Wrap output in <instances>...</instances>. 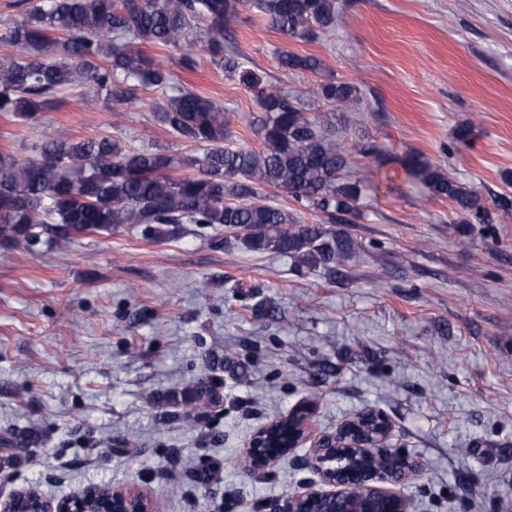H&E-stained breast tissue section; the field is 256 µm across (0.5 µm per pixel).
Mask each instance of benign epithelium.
<instances>
[{"instance_id": "7a95c632", "label": "benign epithelium", "mask_w": 512, "mask_h": 512, "mask_svg": "<svg viewBox=\"0 0 512 512\" xmlns=\"http://www.w3.org/2000/svg\"><path fill=\"white\" fill-rule=\"evenodd\" d=\"M376 420V434L373 442H355L349 435L354 418L342 422L334 432L316 434L314 429L315 405L302 400L286 416L270 423L278 428L281 421L288 422V443L272 436L266 442L251 438L243 449L242 457L247 461V472L257 473L277 465L290 452L304 445L311 451L304 459V465L318 476L297 487L285 496L274 512H409L410 499L399 486L418 477L421 466L406 452L391 448L389 441L393 425L384 412L376 409L365 410ZM343 448H363L376 453L386 452L401 462L394 470L370 469L359 476L341 477L337 470L336 457ZM102 499L112 501V512H156L150 496L136 485L109 486L99 494ZM22 499L39 507L40 512H86L89 499L81 490L53 503L47 500L36 487H27L14 492L0 501V512H17Z\"/></svg>"}]
</instances>
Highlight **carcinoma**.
Returning <instances> with one entry per match:
<instances>
[{
    "label": "carcinoma",
    "mask_w": 512,
    "mask_h": 512,
    "mask_svg": "<svg viewBox=\"0 0 512 512\" xmlns=\"http://www.w3.org/2000/svg\"><path fill=\"white\" fill-rule=\"evenodd\" d=\"M246 11L301 42L341 22L336 0H41L3 23L0 40L17 55L0 57L1 113L34 122L77 84L117 105L153 88L164 95L156 122L203 153L177 159L160 149H130L110 135L74 140L58 129L44 135L34 157L2 152L0 246L39 252L56 239L110 233L123 224L165 241L197 224L224 228L248 252L332 272L360 250L344 229L363 215L361 180L350 176L358 156L397 162L431 197L453 202L467 224L493 222L479 192L423 155L391 158L374 141L338 139L336 125H350L344 112L361 97L357 86L329 79L297 94L262 86L227 35L228 24ZM145 45L175 54L185 70L206 59L256 90L258 146L224 147L230 137L224 106L179 84ZM277 62L284 71L321 70L317 57L286 49ZM322 104L330 111H315ZM180 167L190 172L174 174ZM270 190L286 193L314 221L266 203ZM212 399L211 387L198 382L163 401L191 411ZM34 436L0 437V463L18 460Z\"/></svg>",
    "instance_id": "1"
}]
</instances>
